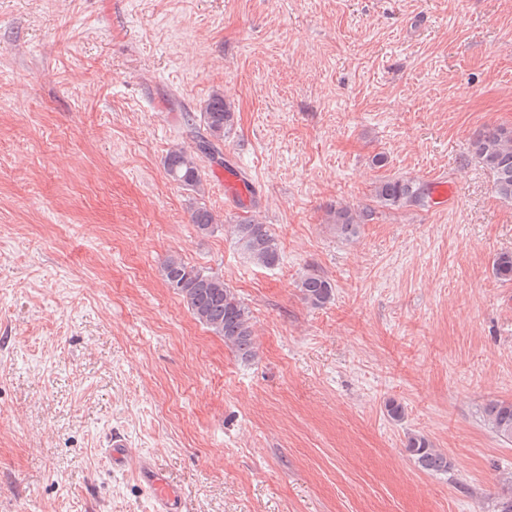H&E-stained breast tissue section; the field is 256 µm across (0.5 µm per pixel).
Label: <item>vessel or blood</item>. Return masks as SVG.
I'll return each mask as SVG.
<instances>
[{
  "label": "vessel or blood",
  "mask_w": 512,
  "mask_h": 512,
  "mask_svg": "<svg viewBox=\"0 0 512 512\" xmlns=\"http://www.w3.org/2000/svg\"><path fill=\"white\" fill-rule=\"evenodd\" d=\"M224 184V195L228 202L237 207H246L255 197L254 186L239 172L221 170L217 173ZM105 454L110 464L120 470H131L151 494L154 512H180L181 495L156 470L150 458L137 455L128 448L124 439H109Z\"/></svg>",
  "instance_id": "vessel-or-blood-1"
}]
</instances>
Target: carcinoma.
<instances>
[{"label": "carcinoma", "mask_w": 512, "mask_h": 512, "mask_svg": "<svg viewBox=\"0 0 512 512\" xmlns=\"http://www.w3.org/2000/svg\"><path fill=\"white\" fill-rule=\"evenodd\" d=\"M206 134L196 137L195 146L188 149L176 146L166 154L163 166L170 179L185 190L204 195L202 161L219 153L224 138L235 126V111L224 93L213 92L200 110ZM469 154L482 164L493 177L495 192L512 200V129L484 127L473 134ZM376 201L384 206H424L429 202L430 187L419 181L388 178L374 189ZM373 209L340 206L328 210L327 223L341 236L357 234L359 225L372 219ZM191 223L203 234L214 231L217 219L204 204L193 206ZM232 233L243 252L255 264L271 267L280 260V248L269 225L256 218H246L232 225ZM495 276L512 281V252H503L493 261ZM166 284L181 297L201 325L224 339V345L238 358L249 362L257 356V342L249 307L229 288L224 279L207 273L178 254H170L163 262ZM302 299L313 307H323L334 298V286L326 277L314 271L304 274L299 283ZM485 425L501 441L512 442V402L490 400L483 406ZM405 449L417 467L431 474H446L452 469L448 455L433 446L422 433H410Z\"/></svg>", "instance_id": "obj_1"}]
</instances>
